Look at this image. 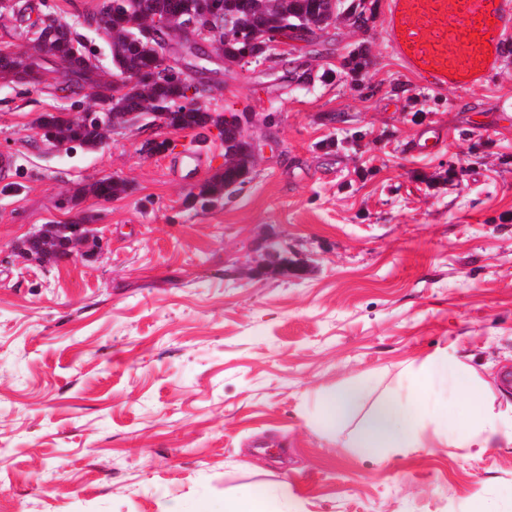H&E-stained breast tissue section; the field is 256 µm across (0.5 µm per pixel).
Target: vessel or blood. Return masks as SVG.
I'll return each instance as SVG.
<instances>
[{"mask_svg": "<svg viewBox=\"0 0 512 512\" xmlns=\"http://www.w3.org/2000/svg\"><path fill=\"white\" fill-rule=\"evenodd\" d=\"M512 0H388L385 39L425 85L462 91L502 67Z\"/></svg>", "mask_w": 512, "mask_h": 512, "instance_id": "vessel-or-blood-1", "label": "vessel or blood"}]
</instances>
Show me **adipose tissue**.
Instances as JSON below:
<instances>
[{
	"label": "adipose tissue",
	"mask_w": 512,
	"mask_h": 512,
	"mask_svg": "<svg viewBox=\"0 0 512 512\" xmlns=\"http://www.w3.org/2000/svg\"><path fill=\"white\" fill-rule=\"evenodd\" d=\"M410 389L380 404L362 421L351 445L355 448L423 447L427 423H435L436 438L451 448H487L500 438L512 444V415L497 409L485 382L462 361L441 355L409 366ZM449 384L455 398L466 410L455 413L452 401L436 398L439 384ZM359 390L347 387L326 392L320 402L316 423L328 435H335L353 414ZM287 485L258 487L224 503V512H301Z\"/></svg>",
	"instance_id": "1"
}]
</instances>
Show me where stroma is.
<instances>
[{
    "instance_id": "1",
    "label": "stroma",
    "mask_w": 512,
    "mask_h": 512,
    "mask_svg": "<svg viewBox=\"0 0 512 512\" xmlns=\"http://www.w3.org/2000/svg\"><path fill=\"white\" fill-rule=\"evenodd\" d=\"M82 20L103 76L102 0H47ZM369 21L293 45L310 83L282 68L199 63L213 111L252 113L257 157L241 190L203 208L224 169L216 127L167 130L148 156L140 126L102 145L43 141L38 116L90 109L45 61L35 87L0 84V512H222L225 496L287 484L305 512H512V445L482 453L426 433V447L352 448L362 418L406 392L405 367L444 353L501 404L512 389V56L482 87L439 92L392 54L386 0ZM363 50L366 66L343 69ZM435 129L449 145L407 143ZM344 149L326 143L349 132ZM202 153L195 167L190 151ZM121 179L103 200L83 186ZM92 218L93 254L44 262L17 247L47 224ZM276 240L287 264L268 266ZM359 383L355 415L330 438L323 392Z\"/></svg>"
}]
</instances>
